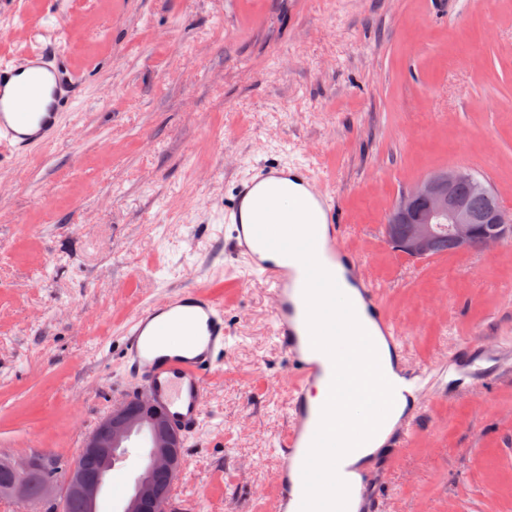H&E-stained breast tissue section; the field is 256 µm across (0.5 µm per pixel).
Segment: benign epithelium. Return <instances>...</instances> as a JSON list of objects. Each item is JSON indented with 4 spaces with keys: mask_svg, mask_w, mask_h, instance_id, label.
<instances>
[{
    "mask_svg": "<svg viewBox=\"0 0 512 512\" xmlns=\"http://www.w3.org/2000/svg\"><path fill=\"white\" fill-rule=\"evenodd\" d=\"M463 188L465 196L461 194ZM470 197L490 200L493 195L466 167L453 166L425 177L398 201L386 225L387 238L401 253L427 259L436 256L445 233L460 252L485 249L512 237L511 208L498 204L487 212L479 211L468 202ZM139 436L147 441L145 462L121 512H166L168 487L181 470L183 441L166 415L143 398L114 408L85 439L80 459L64 474L62 501L78 500L87 512H98L106 481L86 472L82 458L96 457L100 472L106 474L131 439ZM52 466L53 459L45 456L32 457L24 464L7 462L13 497L22 502H52L56 483L46 476Z\"/></svg>",
    "mask_w": 512,
    "mask_h": 512,
    "instance_id": "benign-epithelium-1",
    "label": "benign epithelium"
}]
</instances>
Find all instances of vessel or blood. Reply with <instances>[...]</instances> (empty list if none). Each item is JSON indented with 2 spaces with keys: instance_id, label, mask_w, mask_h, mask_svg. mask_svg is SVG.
<instances>
[{
  "instance_id": "vessel-or-blood-1",
  "label": "vessel or blood",
  "mask_w": 512,
  "mask_h": 512,
  "mask_svg": "<svg viewBox=\"0 0 512 512\" xmlns=\"http://www.w3.org/2000/svg\"><path fill=\"white\" fill-rule=\"evenodd\" d=\"M81 92V75L54 42L42 43L23 54L0 53V158L26 154L49 144L72 112ZM294 179L321 206L328 237L315 247L318 261L327 271L343 267L346 280L354 283L367 315L392 350L394 368L389 381L395 401H406L407 411L385 444L369 454L350 484V497L359 499L357 512H378L380 497L373 489L385 459L404 447L416 420L413 413L423 390V375L402 362V342L391 318L383 310L376 288L364 281L358 263L342 244L343 227L336 222L330 193L307 177L300 165L287 162L262 164L254 176L240 181L224 206V221L234 227L231 250L247 260L250 268L266 279L275 298L274 321L281 347L287 354L293 379L290 425L278 441L279 466L275 477L273 512H300L304 496L303 465L318 428L321 410L309 400L319 383L331 382L333 364L327 354L311 344L304 298V266L276 263L274 253L257 238L253 225L243 223L245 200L268 179ZM224 307L211 294L180 289L162 302L139 311L124 331L122 359L141 394L165 411L183 439L195 440L204 415L206 390L222 365Z\"/></svg>"
}]
</instances>
